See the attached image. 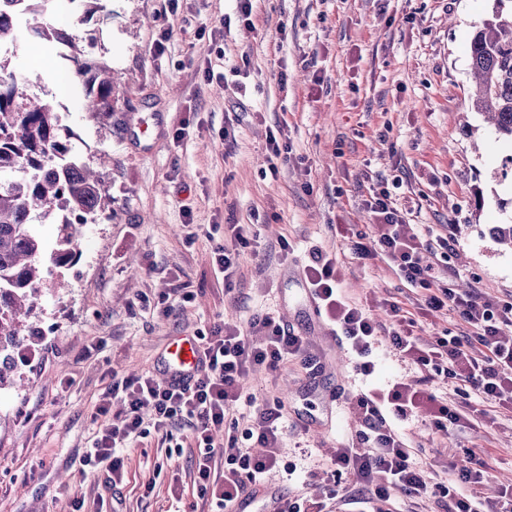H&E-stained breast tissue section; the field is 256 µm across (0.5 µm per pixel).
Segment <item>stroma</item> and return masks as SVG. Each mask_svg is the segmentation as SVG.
I'll return each mask as SVG.
<instances>
[{"label":"stroma","instance_id":"1","mask_svg":"<svg viewBox=\"0 0 512 512\" xmlns=\"http://www.w3.org/2000/svg\"><path fill=\"white\" fill-rule=\"evenodd\" d=\"M494 5L254 0L249 28L237 0H101L86 23L73 0H50L48 21L92 37L89 58L121 77L105 130L83 112L84 89L55 44L29 40L55 59L41 85L75 150L104 177L112 214L83 225L68 288L43 285L41 334L16 359L21 384L0 388V512H73L77 498L87 512H190L196 451L186 424L132 443L121 484L81 471L99 397L118 379L161 376L176 337L223 321L245 328L268 311L305 337L323 370L309 376L294 360L247 377L246 393L283 402V460L296 467L268 475L263 490L320 495L333 448L360 428L353 396L414 374L386 347L363 381L305 299L317 248L337 256L346 294L377 318L387 299L414 309L416 290L385 260L352 257L336 233L340 224L370 231L365 201L379 182L400 178L398 203L415 210L416 233L450 225L449 287L512 300V249L490 233L512 223V148L469 103V42ZM272 132L288 147L285 165L267 149ZM228 224L257 233L229 288L213 252ZM403 429L432 481H447L471 449L490 458L476 486L482 502L512 486V412L448 435L421 417Z\"/></svg>","mask_w":512,"mask_h":512}]
</instances>
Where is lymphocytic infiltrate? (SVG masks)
Returning a JSON list of instances; mask_svg holds the SVG:
<instances>
[{"mask_svg":"<svg viewBox=\"0 0 512 512\" xmlns=\"http://www.w3.org/2000/svg\"><path fill=\"white\" fill-rule=\"evenodd\" d=\"M365 204L375 218L373 231L356 233L350 252L360 259L388 261L402 281L422 290L425 307L434 311L452 308L471 332L442 337L432 344L422 342L413 332L415 319L394 301L386 304L393 322L383 325L368 309L345 296L335 256L318 249L311 252L306 267L308 287L334 333L354 356L356 370L367 378L375 373L374 346L381 339L420 370L419 377L394 382L388 388L375 386L357 396L363 427L357 444L336 448L333 472L353 473L383 501L395 492L422 498L434 494L436 486L416 448L395 424L421 416L446 434L461 422L457 409L425 390L431 372L457 379L465 397L512 409V336L504 332L512 325V302L495 304L477 292L449 288L447 277L425 263L424 253L434 246L453 249V235L439 234L430 242L406 234L407 214L396 206L388 187L373 189ZM197 342L204 366L188 381L164 384L141 374L113 382L97 407L103 422L79 464L84 470L106 471L113 484H120L125 476L123 451L127 443L184 421L198 450L194 477L198 498L209 505L210 512H225L264 483L282 458L283 404L244 397L243 383L254 367L277 369L290 359L305 356L307 346L302 336L269 313L255 317L246 328L226 322L214 326ZM243 399L255 407L253 420L245 426L226 417L230 404ZM220 436L227 437L231 451L225 454L224 469L219 472L215 469V440ZM243 440L256 441L262 454L239 450ZM487 470L485 456L473 451L453 466L448 512H484L469 488L480 483Z\"/></svg>","mask_w":512,"mask_h":512,"instance_id":"1","label":"lymphocytic infiltrate"}]
</instances>
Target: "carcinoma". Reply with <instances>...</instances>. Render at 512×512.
<instances>
[{"label": "carcinoma", "mask_w": 512, "mask_h": 512, "mask_svg": "<svg viewBox=\"0 0 512 512\" xmlns=\"http://www.w3.org/2000/svg\"><path fill=\"white\" fill-rule=\"evenodd\" d=\"M26 16L28 33L49 43L59 41L60 30L45 21L46 0H9ZM7 42L19 55L25 39L5 18L0 8V44ZM73 75L85 87L84 109L90 117L112 121L118 79L104 61L87 59L79 39L65 40ZM474 89L470 103L484 115L495 133L512 142V6L497 0L492 16L483 21L469 46ZM0 64V387L14 372V353L24 337L40 334L19 317L36 309L39 286L46 276L70 266L83 224L106 210L112 197L100 173L73 153L61 135V117L53 106L37 96L17 92L15 74L3 76ZM14 158L4 167L3 154ZM62 217L54 242L45 241L31 229V221L53 209ZM57 275V274H55ZM57 279L64 280L63 274Z\"/></svg>", "instance_id": "1"}]
</instances>
